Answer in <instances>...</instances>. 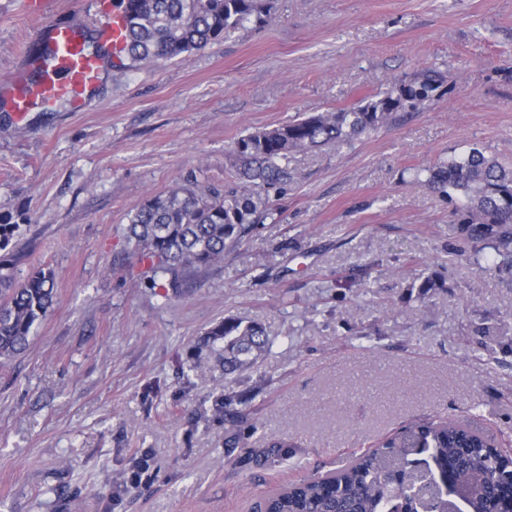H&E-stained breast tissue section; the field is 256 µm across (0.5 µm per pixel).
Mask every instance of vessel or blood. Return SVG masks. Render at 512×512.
<instances>
[{"instance_id": "b4317fda", "label": "vessel or blood", "mask_w": 512, "mask_h": 512, "mask_svg": "<svg viewBox=\"0 0 512 512\" xmlns=\"http://www.w3.org/2000/svg\"><path fill=\"white\" fill-rule=\"evenodd\" d=\"M125 30L123 9H113L96 30L98 50L91 53L82 27L50 25L43 50L25 56L20 69L0 80V107L21 118L35 101L48 104L64 99L74 110H81L86 97L100 85L107 64L121 57Z\"/></svg>"}]
</instances>
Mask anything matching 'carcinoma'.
I'll return each mask as SVG.
<instances>
[{"label": "carcinoma", "mask_w": 512, "mask_h": 512, "mask_svg": "<svg viewBox=\"0 0 512 512\" xmlns=\"http://www.w3.org/2000/svg\"><path fill=\"white\" fill-rule=\"evenodd\" d=\"M125 52L132 64L182 58L245 24L263 20L269 0H125ZM438 77L429 72L408 85L360 100L340 112H314L240 138L233 149L235 179L218 188L186 179L147 197L129 214L126 242L147 272L170 277L173 288L224 258V250L267 211L269 193L282 192L288 156L327 144L349 145L382 127L396 112L430 100ZM435 192L458 196L459 234L485 269L512 267V166L478 148L426 169ZM20 224L0 217V251ZM16 261L0 254V357L22 353L37 321L53 305L55 272L34 270L19 280ZM268 346L257 323L228 317L213 324L191 350L190 368L232 375L254 367ZM484 463L483 493L448 499L438 471L450 469L460 487ZM512 464V448L489 446L467 419L411 423L324 475L265 497L264 512H490L512 496V483L495 471Z\"/></svg>", "instance_id": "cac0c4a2"}]
</instances>
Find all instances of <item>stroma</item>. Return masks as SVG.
<instances>
[{"label":"stroma","mask_w":512,"mask_h":512,"mask_svg":"<svg viewBox=\"0 0 512 512\" xmlns=\"http://www.w3.org/2000/svg\"><path fill=\"white\" fill-rule=\"evenodd\" d=\"M54 2L0 0V79L50 24L105 19L97 0ZM428 69L431 101L293 154L269 216L180 292L128 257L130 211L191 173L230 180L244 135ZM474 147L512 165V0H272L186 57L108 67L83 111H0L18 272L56 273L29 347L0 358V512H252L427 416L512 445V269L459 253L456 204L424 183ZM227 316L261 324L268 352L241 374L189 371Z\"/></svg>","instance_id":"35a3bbf8"}]
</instances>
